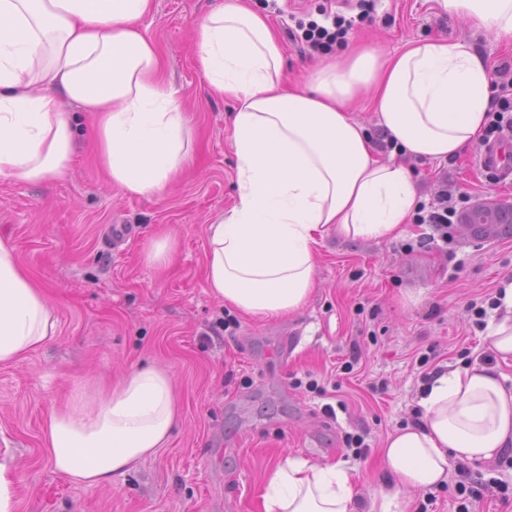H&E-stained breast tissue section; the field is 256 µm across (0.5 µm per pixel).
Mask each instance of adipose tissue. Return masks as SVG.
<instances>
[{
  "instance_id": "1",
  "label": "adipose tissue",
  "mask_w": 512,
  "mask_h": 512,
  "mask_svg": "<svg viewBox=\"0 0 512 512\" xmlns=\"http://www.w3.org/2000/svg\"><path fill=\"white\" fill-rule=\"evenodd\" d=\"M480 30L512 41V0H440ZM154 0H0V180L42 183L67 174L72 108L92 116L100 162L128 195L159 192L188 164L190 115L162 76L163 59L141 20ZM196 61L209 92L230 98L236 199L206 227L211 297L262 318L303 309L328 232L352 242L399 238L421 189L399 155L456 156L487 122L491 75L463 41L420 40L380 57L349 46L283 85V46L245 0H217L194 22ZM367 98L395 144L377 157L349 104ZM487 326L491 349L512 357V281ZM58 319L44 291L0 241V364L52 342ZM496 367L441 366L419 393L418 422L380 450L368 512H405L408 491L447 483L451 462L486 463L512 448V390ZM181 417L172 376L129 369L115 384L76 388L42 427L54 471L74 484H111L152 457ZM263 512H355L344 466L284 458L263 479Z\"/></svg>"
}]
</instances>
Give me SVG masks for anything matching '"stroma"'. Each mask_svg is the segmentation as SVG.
Segmentation results:
<instances>
[{"label":"stroma","mask_w":512,"mask_h":512,"mask_svg":"<svg viewBox=\"0 0 512 512\" xmlns=\"http://www.w3.org/2000/svg\"><path fill=\"white\" fill-rule=\"evenodd\" d=\"M213 2L155 0L142 22L197 132L191 165L164 192L132 196L110 187L82 112L64 177L0 181V239L45 289L58 318L53 342L0 365V456L12 457L20 478L18 512H261L264 474L287 457L346 467L359 492L357 512H368L380 450L395 428L418 419L424 375L445 363L470 365L489 348L467 305L512 276L507 230L480 237L460 223L447 243L431 225L415 223L389 242L328 235L310 300L292 316L239 315L208 294L206 226L236 195L234 103L207 92L193 46L192 24ZM249 2L282 37L300 25H327L328 8L348 18L359 12L357 0ZM346 38L385 55L417 40H465L487 62L512 59L511 43L494 30H472L436 0H375L373 22ZM403 163L423 200L444 172L473 201L512 203V181L487 182L470 151L454 162ZM160 231L179 243L165 265L146 258ZM226 316L239 322L234 335L205 340ZM286 336L294 344L283 357ZM140 364L173 377L182 414L170 441L108 487L87 489L54 472L41 440L48 413L76 387L114 382ZM379 382L384 391H373ZM328 405L335 418L326 416ZM349 433L364 436L365 455L345 447ZM461 502L452 479L410 495L407 512H458Z\"/></svg>","instance_id":"obj_1"}]
</instances>
